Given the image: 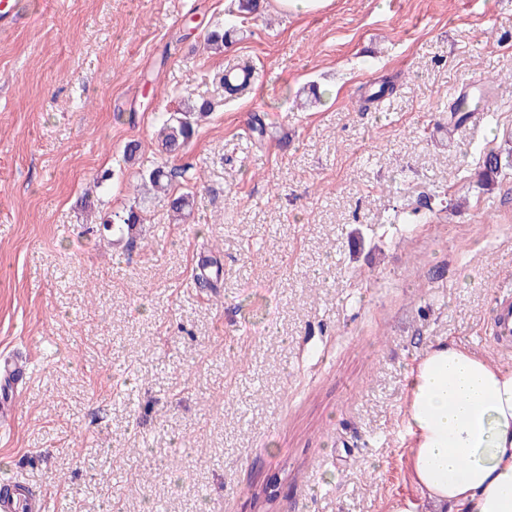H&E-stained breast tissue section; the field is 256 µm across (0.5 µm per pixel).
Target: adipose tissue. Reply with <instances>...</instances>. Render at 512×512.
Instances as JSON below:
<instances>
[{
  "mask_svg": "<svg viewBox=\"0 0 512 512\" xmlns=\"http://www.w3.org/2000/svg\"><path fill=\"white\" fill-rule=\"evenodd\" d=\"M415 483L438 512H512V367L453 340L406 375Z\"/></svg>",
  "mask_w": 512,
  "mask_h": 512,
  "instance_id": "obj_1",
  "label": "adipose tissue"
}]
</instances>
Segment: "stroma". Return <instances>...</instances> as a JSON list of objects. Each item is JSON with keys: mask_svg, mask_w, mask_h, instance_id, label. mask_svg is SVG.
I'll return each mask as SVG.
<instances>
[{"mask_svg": "<svg viewBox=\"0 0 512 512\" xmlns=\"http://www.w3.org/2000/svg\"><path fill=\"white\" fill-rule=\"evenodd\" d=\"M236 3L19 0L0 35V356L34 366L0 481L44 512H428L406 373L448 339L512 367V166L481 180L512 150V0ZM187 98L214 104L174 160L195 209L101 236ZM279 11L288 14H318L328 9L334 0H274ZM501 303L492 327L493 335L502 342H512V293L501 291Z\"/></svg>", "mask_w": 512, "mask_h": 512, "instance_id": "35a3bbf8", "label": "stroma"}]
</instances>
